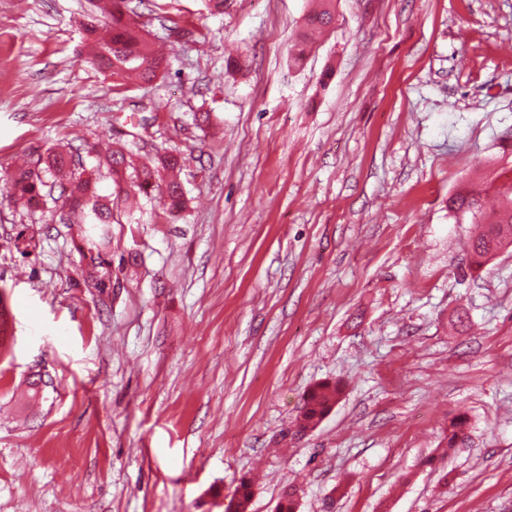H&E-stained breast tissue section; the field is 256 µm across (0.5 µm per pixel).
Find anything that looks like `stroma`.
<instances>
[{"instance_id":"1","label":"stroma","mask_w":512,"mask_h":512,"mask_svg":"<svg viewBox=\"0 0 512 512\" xmlns=\"http://www.w3.org/2000/svg\"><path fill=\"white\" fill-rule=\"evenodd\" d=\"M87 8L0 0V169L126 140L188 204L138 196L90 288L60 201L0 186V512H225L245 476L248 512H512V248L470 269L488 215L448 209L512 169V0H336L299 59L309 0H171L183 36L137 19L168 76L121 89ZM341 393L342 386L338 381L323 382L312 388L307 393L302 410L296 417V427L316 429L329 414Z\"/></svg>"}]
</instances>
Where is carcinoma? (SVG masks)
I'll return each mask as SVG.
<instances>
[{"label":"carcinoma","mask_w":512,"mask_h":512,"mask_svg":"<svg viewBox=\"0 0 512 512\" xmlns=\"http://www.w3.org/2000/svg\"><path fill=\"white\" fill-rule=\"evenodd\" d=\"M92 9L82 22L85 40L94 58L105 62L112 70L115 86L121 87L130 80L151 82L165 72L163 58L157 56L153 42L127 20L132 11L130 0H109L101 5L100 0H90ZM336 0H317V7L309 12L298 41L306 42L313 33L330 26L334 20ZM183 166L181 157L174 153L155 154L150 164L140 168L133 161V154L123 145L115 143L112 152L96 158V165L87 167L83 163L80 148L62 146L49 148L41 155L36 165L17 167L6 175L4 182L11 194L33 205L42 198L53 197L59 192L63 210L59 223H71V215L79 214L80 223L100 227L97 237L86 236L87 253L83 258L90 260L96 268L103 269L95 280L94 287H107L106 277L110 276V265L103 254L112 249L111 225L122 220L132 221L133 214L120 215L114 211V201L128 194L132 188L148 194L161 189L165 212L178 215L186 208L187 200L181 182L175 176ZM130 188L123 183L127 172ZM112 178L115 186L113 195L99 193L100 177ZM501 206L495 221L478 236L473 243L472 266L481 268L500 250L512 246V184L499 191ZM481 194L462 195L448 202V209L457 211L481 210ZM342 393L339 382H323L312 388L306 395L295 425L304 429L317 428L329 414ZM467 418L458 416L448 426V447H455L458 438L466 434ZM254 495L252 483L242 479L236 496L231 500L233 512H248Z\"/></svg>","instance_id":"obj_1"}]
</instances>
